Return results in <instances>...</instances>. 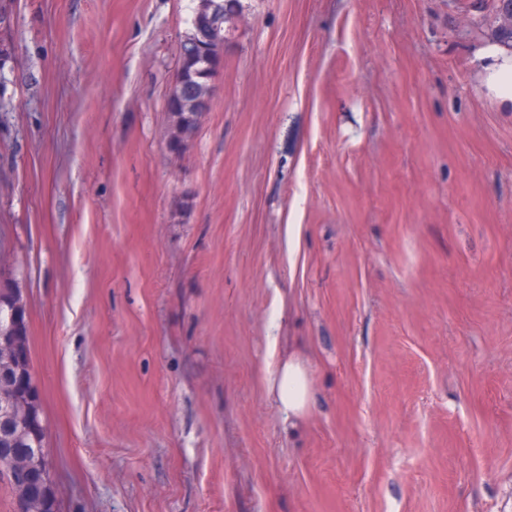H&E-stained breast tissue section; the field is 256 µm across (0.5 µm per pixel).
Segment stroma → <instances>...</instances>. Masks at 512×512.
<instances>
[{"label": "stroma", "instance_id": "obj_1", "mask_svg": "<svg viewBox=\"0 0 512 512\" xmlns=\"http://www.w3.org/2000/svg\"><path fill=\"white\" fill-rule=\"evenodd\" d=\"M197 4L0 0V267L58 512H512L490 0H242L173 150ZM179 94L172 95L168 101V111L170 113V118L172 122V133L169 140V143H172L173 149L178 150L181 148L183 139L180 137V134L189 128L194 127V129L198 125L199 116L202 115L203 112H185L180 103L177 101ZM270 392L294 431L313 403L310 374L303 359L288 357L268 377Z\"/></svg>", "mask_w": 512, "mask_h": 512}]
</instances>
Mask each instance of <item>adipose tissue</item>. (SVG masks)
Segmentation results:
<instances>
[{"instance_id":"obj_1","label":"adipose tissue","mask_w":512,"mask_h":512,"mask_svg":"<svg viewBox=\"0 0 512 512\" xmlns=\"http://www.w3.org/2000/svg\"><path fill=\"white\" fill-rule=\"evenodd\" d=\"M475 58L481 65V84L490 95L512 108V53L491 41L477 49ZM268 386L289 428H297L314 397L303 359L292 356L281 363L269 375Z\"/></svg>"}]
</instances>
